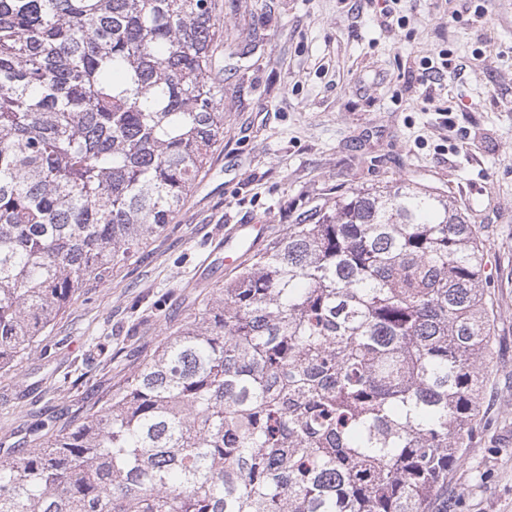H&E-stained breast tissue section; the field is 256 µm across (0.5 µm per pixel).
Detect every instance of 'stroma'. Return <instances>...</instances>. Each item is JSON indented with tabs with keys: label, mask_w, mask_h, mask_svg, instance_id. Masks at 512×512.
Instances as JSON below:
<instances>
[{
	"label": "stroma",
	"mask_w": 512,
	"mask_h": 512,
	"mask_svg": "<svg viewBox=\"0 0 512 512\" xmlns=\"http://www.w3.org/2000/svg\"><path fill=\"white\" fill-rule=\"evenodd\" d=\"M404 24H397V17ZM224 139L170 224L75 297L35 347L0 369V455L30 447L107 399L231 278L227 236L360 188L402 181L445 192L486 245L495 345L482 430L448 476V512H512V0H224ZM452 66L423 80L439 51Z\"/></svg>",
	"instance_id": "stroma-1"
}]
</instances>
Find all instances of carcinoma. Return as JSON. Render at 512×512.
Masks as SVG:
<instances>
[{"mask_svg": "<svg viewBox=\"0 0 512 512\" xmlns=\"http://www.w3.org/2000/svg\"><path fill=\"white\" fill-rule=\"evenodd\" d=\"M224 0H0V366L171 223L224 140ZM442 193L288 225L112 396L0 457V512H448L494 346Z\"/></svg>", "mask_w": 512, "mask_h": 512, "instance_id": "obj_1", "label": "carcinoma"}]
</instances>
